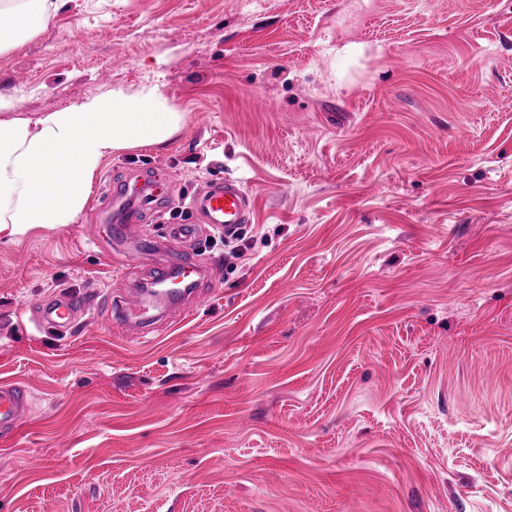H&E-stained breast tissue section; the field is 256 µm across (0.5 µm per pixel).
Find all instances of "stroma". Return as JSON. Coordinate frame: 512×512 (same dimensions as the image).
Listing matches in <instances>:
<instances>
[{
  "mask_svg": "<svg viewBox=\"0 0 512 512\" xmlns=\"http://www.w3.org/2000/svg\"><path fill=\"white\" fill-rule=\"evenodd\" d=\"M0 53V120L155 86L165 148L94 173L75 223L0 238V512H512V0H57ZM166 177L144 233L217 176L197 303L145 335L104 295L153 263L104 184ZM90 298L37 331L44 297ZM189 206L202 224H209L226 237L241 224L250 223V199L237 179L213 178L203 191L191 197ZM31 396L23 385L0 383V432H13L31 410Z\"/></svg>",
  "mask_w": 512,
  "mask_h": 512,
  "instance_id": "stroma-1",
  "label": "stroma"
}]
</instances>
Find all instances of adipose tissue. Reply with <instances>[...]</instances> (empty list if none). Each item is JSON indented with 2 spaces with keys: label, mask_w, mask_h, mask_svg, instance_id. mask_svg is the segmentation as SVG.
<instances>
[{
  "label": "adipose tissue",
  "mask_w": 512,
  "mask_h": 512,
  "mask_svg": "<svg viewBox=\"0 0 512 512\" xmlns=\"http://www.w3.org/2000/svg\"><path fill=\"white\" fill-rule=\"evenodd\" d=\"M55 0H0V12L16 14V26L0 28V52L23 29L46 25ZM183 114L147 86L135 95L115 90L37 120L0 121V233L11 236L75 223L85 207L89 183L112 152L165 145Z\"/></svg>",
  "instance_id": "adipose-tissue-1"
}]
</instances>
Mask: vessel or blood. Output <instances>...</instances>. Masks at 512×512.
<instances>
[{
	"label": "vessel or blood",
	"instance_id": "1",
	"mask_svg": "<svg viewBox=\"0 0 512 512\" xmlns=\"http://www.w3.org/2000/svg\"><path fill=\"white\" fill-rule=\"evenodd\" d=\"M109 197L128 230H137L144 223V209L131 207L126 192L113 189ZM189 206L197 217L196 223L167 225L168 239L193 240L203 223L229 236L250 221V199L241 181L233 178L212 179L203 191L191 197ZM203 274L204 267L200 262L187 259L182 254L153 266L152 286L135 284L112 298L113 323L149 330L175 302L196 297L197 285ZM88 306V300L77 295L46 299L37 305L35 323L37 327L65 335L72 332L77 316ZM30 410L31 396L26 387L11 382L0 383V432L15 431Z\"/></svg>",
	"mask_w": 512,
	"mask_h": 512
}]
</instances>
